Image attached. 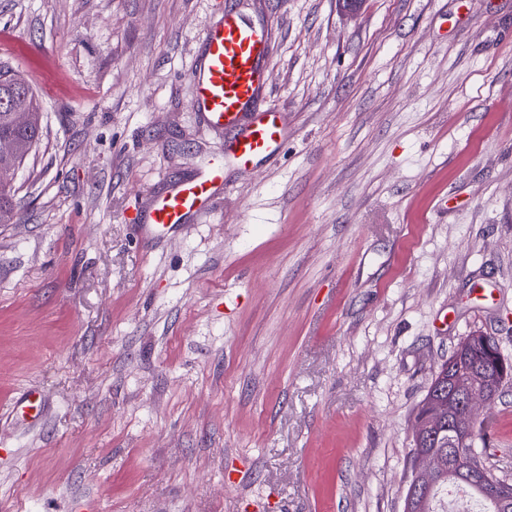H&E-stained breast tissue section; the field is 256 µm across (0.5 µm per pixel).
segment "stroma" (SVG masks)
<instances>
[{
  "label": "stroma",
  "mask_w": 512,
  "mask_h": 512,
  "mask_svg": "<svg viewBox=\"0 0 512 512\" xmlns=\"http://www.w3.org/2000/svg\"><path fill=\"white\" fill-rule=\"evenodd\" d=\"M229 2L288 138L152 239L231 137L190 107L217 0H0L42 131L0 224V512H403L441 364L512 356V0ZM479 426L512 480V380ZM485 340V336H474L462 349L456 348L448 358L452 361L451 378L471 386L479 383L482 385L484 373L493 365L492 357L497 369L505 374L507 362L499 345L490 340L491 357ZM446 363V362H445ZM443 363L437 372L434 380L431 383L425 397L423 398L421 404L419 405L416 414H415V422L418 420H423L428 414L430 408L429 406L436 400H448V368L445 371ZM444 374V384L441 387V390H432V385L436 379L440 377V375Z\"/></svg>",
  "instance_id": "35a3bbf8"
}]
</instances>
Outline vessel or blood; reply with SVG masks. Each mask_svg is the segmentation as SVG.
Listing matches in <instances>:
<instances>
[{"label":"vessel or blood","mask_w":512,"mask_h":512,"mask_svg":"<svg viewBox=\"0 0 512 512\" xmlns=\"http://www.w3.org/2000/svg\"><path fill=\"white\" fill-rule=\"evenodd\" d=\"M269 34L232 7L201 38V55L192 72L194 111L216 127L234 130L217 158L198 177L178 182L160 195L145 215L149 237L183 227L188 216L207 213L224 187V160L249 166L278 152L287 135L284 114L275 107L256 109L268 78Z\"/></svg>","instance_id":"1"}]
</instances>
